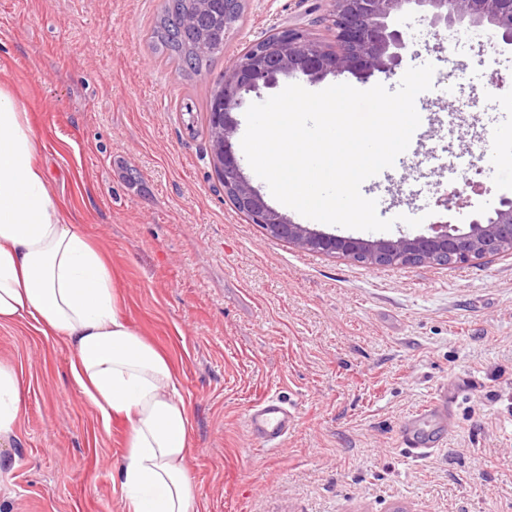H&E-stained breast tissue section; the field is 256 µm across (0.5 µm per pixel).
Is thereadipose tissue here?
Here are the masks:
<instances>
[{"label": "adipose tissue", "mask_w": 512, "mask_h": 512, "mask_svg": "<svg viewBox=\"0 0 512 512\" xmlns=\"http://www.w3.org/2000/svg\"><path fill=\"white\" fill-rule=\"evenodd\" d=\"M37 149L28 112L0 86V324L64 339L102 427L127 422L124 512H197L178 375L126 316L106 257L57 204ZM21 403L18 374L1 361L0 443L14 438Z\"/></svg>", "instance_id": "1"}]
</instances>
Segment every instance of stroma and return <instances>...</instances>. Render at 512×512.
Segmentation results:
<instances>
[{
	"label": "stroma",
	"instance_id": "obj_1",
	"mask_svg": "<svg viewBox=\"0 0 512 512\" xmlns=\"http://www.w3.org/2000/svg\"><path fill=\"white\" fill-rule=\"evenodd\" d=\"M165 0H0V85L29 113L38 159L62 210L105 247L142 336L180 376L192 422L199 512H512V252L463 264L374 266L268 236L224 195L206 109L228 62L277 28L335 41L325 0H244L201 73L152 43ZM402 66L437 63L442 43L415 11ZM461 37L453 98H432L408 149L363 182L393 227L429 233L512 198L498 114L512 81ZM463 209L442 212L447 185ZM422 218L419 228L402 216ZM71 349L28 322L0 325V360L23 411L0 449V512H121L126 424L103 429L73 382ZM447 395L443 444L412 457L400 427ZM269 395L293 425L266 450L245 426Z\"/></svg>",
	"mask_w": 512,
	"mask_h": 512
}]
</instances>
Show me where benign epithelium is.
Here are the masks:
<instances>
[{
  "label": "benign epithelium",
  "instance_id": "7a95c632",
  "mask_svg": "<svg viewBox=\"0 0 512 512\" xmlns=\"http://www.w3.org/2000/svg\"><path fill=\"white\" fill-rule=\"evenodd\" d=\"M336 31L333 47L292 29H277L257 49L225 67L222 90L211 101L208 131L214 169L224 182V195L234 207L267 235L302 249L342 255L369 265L466 263L473 258L512 251V199H502L493 211L469 222L463 232L450 224L429 235L396 240H364L313 231L294 223L272 207L244 176L234 149L238 126L235 112L245 97L270 89L282 76L303 75L312 81L344 74L387 76L401 65L409 48L406 33L394 19L415 6L439 39L450 30H465L478 38L512 43V0H329ZM195 9L184 24L199 26L214 13L216 0H194Z\"/></svg>",
  "mask_w": 512,
  "mask_h": 512
}]
</instances>
